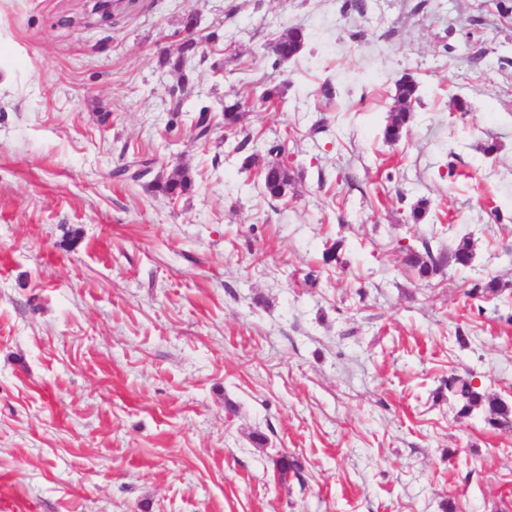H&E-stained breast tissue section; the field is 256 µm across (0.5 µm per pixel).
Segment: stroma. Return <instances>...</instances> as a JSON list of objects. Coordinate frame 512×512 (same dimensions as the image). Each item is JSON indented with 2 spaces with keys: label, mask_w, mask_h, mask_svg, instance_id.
<instances>
[{
  "label": "stroma",
  "mask_w": 512,
  "mask_h": 512,
  "mask_svg": "<svg viewBox=\"0 0 512 512\" xmlns=\"http://www.w3.org/2000/svg\"><path fill=\"white\" fill-rule=\"evenodd\" d=\"M92 8L0 0V512H512V431L443 390L467 371L512 402V0ZM189 13L205 57L177 72ZM234 102L286 197L233 153ZM140 159L192 188L114 177ZM463 237L470 268L403 263ZM306 35L301 28H290L274 45V53L279 59L289 60L303 49ZM394 90V103L383 129V138L389 143L398 141L407 130L411 120V108L404 106V103H413L419 99L420 85L414 77L404 74L395 81ZM290 176L287 169L274 160H268L264 168V191L271 198H280L288 190Z\"/></svg>",
  "instance_id": "35a3bbf8"
}]
</instances>
